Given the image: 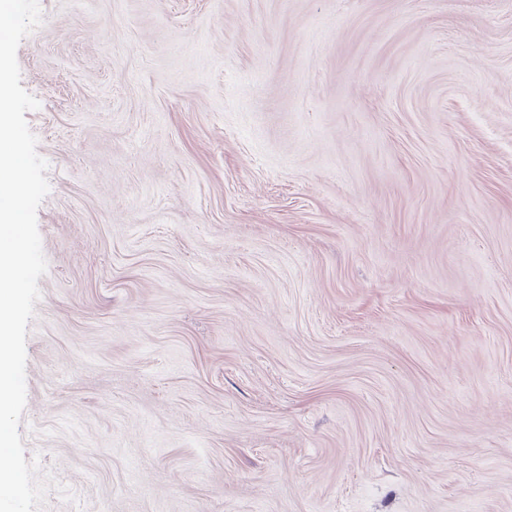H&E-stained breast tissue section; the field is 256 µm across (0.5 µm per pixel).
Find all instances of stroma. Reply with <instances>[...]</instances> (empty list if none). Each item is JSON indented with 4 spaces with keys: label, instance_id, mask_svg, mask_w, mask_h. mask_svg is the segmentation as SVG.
Returning <instances> with one entry per match:
<instances>
[{
    "label": "stroma",
    "instance_id": "obj_1",
    "mask_svg": "<svg viewBox=\"0 0 512 512\" xmlns=\"http://www.w3.org/2000/svg\"><path fill=\"white\" fill-rule=\"evenodd\" d=\"M42 512H512V0H40Z\"/></svg>",
    "mask_w": 512,
    "mask_h": 512
}]
</instances>
